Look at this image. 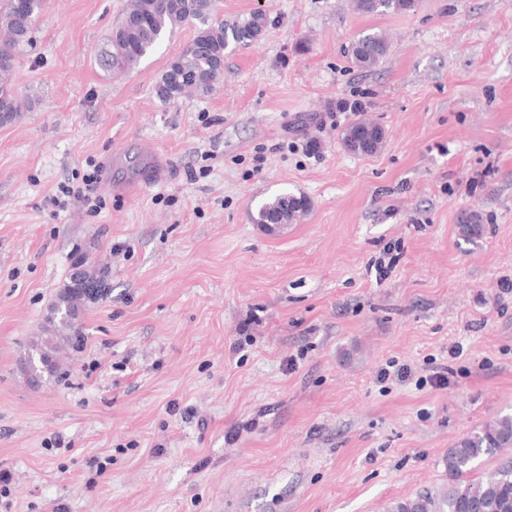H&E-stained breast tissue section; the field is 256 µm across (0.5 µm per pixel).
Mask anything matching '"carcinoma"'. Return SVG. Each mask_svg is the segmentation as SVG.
<instances>
[{"label": "carcinoma", "mask_w": 512, "mask_h": 512, "mask_svg": "<svg viewBox=\"0 0 512 512\" xmlns=\"http://www.w3.org/2000/svg\"><path fill=\"white\" fill-rule=\"evenodd\" d=\"M44 0H0V56L15 59L16 50L29 43ZM216 0H130L119 24L112 30V49L105 52L104 64L112 69H128L156 49L167 31L188 21L199 24L196 36L180 55L169 62L155 90L164 102L185 95L206 96L224 72V58L230 47L257 40L268 26L266 14L254 12L242 21L215 22ZM358 11L387 15L413 8L411 0H356ZM389 41L381 32L361 34L350 46L353 62L360 68L376 66L387 54ZM14 66H0V123L11 124L21 117L23 104L12 85ZM344 147L356 154L371 155L385 140L381 126L359 119L341 136ZM309 199L284 192L262 203L252 214L255 224H294L307 213ZM466 240L482 236L483 225L472 214L459 225ZM83 283L66 286L50 311L46 336L32 343L40 371L53 374L57 363L53 353L62 346L76 348L82 342L78 326L81 300L86 286L100 284L96 267L80 264ZM512 448V415L489 421L448 449L443 458L446 480L395 503L391 512H465L470 495H476L474 512H512V459L490 471L477 473L479 461Z\"/></svg>", "instance_id": "cac0c4a2"}]
</instances>
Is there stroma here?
Returning a JSON list of instances; mask_svg holds the SVG:
<instances>
[{"instance_id":"1","label":"stroma","mask_w":512,"mask_h":512,"mask_svg":"<svg viewBox=\"0 0 512 512\" xmlns=\"http://www.w3.org/2000/svg\"><path fill=\"white\" fill-rule=\"evenodd\" d=\"M126 4L46 0L16 52L0 512H388L442 482L457 440L512 414V0H217L268 27L209 95L168 103L155 84L197 25L115 71L100 54ZM366 31L390 47L370 69L348 53ZM360 115L385 130L377 153L341 143ZM92 170L99 210L53 204ZM284 190L309 212L253 223ZM80 252L104 272L84 340L30 384ZM411 0H357L358 11L370 15H387L414 8Z\"/></svg>"}]
</instances>
